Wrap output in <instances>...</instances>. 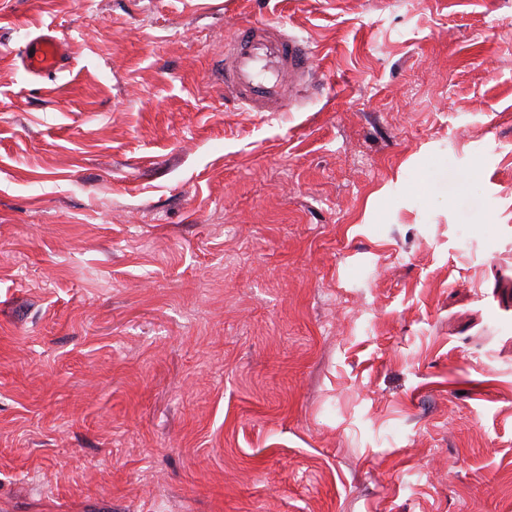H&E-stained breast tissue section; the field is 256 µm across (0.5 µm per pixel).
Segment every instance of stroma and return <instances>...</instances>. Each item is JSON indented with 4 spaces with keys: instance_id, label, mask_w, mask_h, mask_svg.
Here are the masks:
<instances>
[{
    "instance_id": "obj_1",
    "label": "stroma",
    "mask_w": 512,
    "mask_h": 512,
    "mask_svg": "<svg viewBox=\"0 0 512 512\" xmlns=\"http://www.w3.org/2000/svg\"><path fill=\"white\" fill-rule=\"evenodd\" d=\"M267 21L313 88L246 112L217 67ZM508 33L512 0H0V512H512ZM66 55V46L60 39L44 34L28 43L23 64L28 73L43 77L58 71Z\"/></svg>"
}]
</instances>
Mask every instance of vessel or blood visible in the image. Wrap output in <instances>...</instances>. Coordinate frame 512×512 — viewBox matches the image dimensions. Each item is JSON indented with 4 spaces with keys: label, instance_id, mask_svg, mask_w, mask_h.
<instances>
[{
    "label": "vessel or blood",
    "instance_id": "vessel-or-blood-1",
    "mask_svg": "<svg viewBox=\"0 0 512 512\" xmlns=\"http://www.w3.org/2000/svg\"><path fill=\"white\" fill-rule=\"evenodd\" d=\"M66 55L60 39L44 34L28 43L23 64L28 73L43 77L58 71ZM313 58V49L280 23L242 27L224 43V91L249 112L286 111L308 91Z\"/></svg>",
    "mask_w": 512,
    "mask_h": 512
}]
</instances>
